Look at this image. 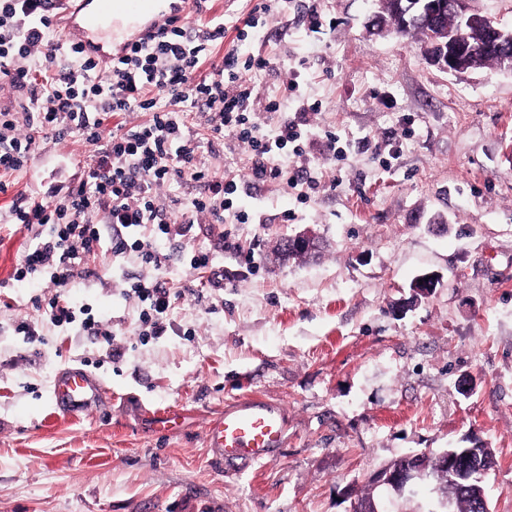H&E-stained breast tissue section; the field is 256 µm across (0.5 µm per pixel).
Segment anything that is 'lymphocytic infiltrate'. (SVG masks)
Instances as JSON below:
<instances>
[{"label": "lymphocytic infiltrate", "instance_id": "lymphocytic-infiltrate-1", "mask_svg": "<svg viewBox=\"0 0 512 512\" xmlns=\"http://www.w3.org/2000/svg\"><path fill=\"white\" fill-rule=\"evenodd\" d=\"M226 28L220 16L195 28L171 19L148 39L129 43L101 76L78 46L58 44L48 0H0V88L27 95L24 116L0 110V192L8 189L6 175L26 168L36 150L34 138L17 133L19 120L43 139L72 134L94 148L78 186L55 201H24L7 215L8 223L33 235L14 277L42 279L55 288L46 305L53 325L78 322L104 342L112 340L94 317L77 319L65 295L76 265L100 247L102 224H110L117 250L133 249L142 265L155 268V238L188 237L199 215L217 214L236 192L235 181L214 179L198 166L184 108L205 107L213 138L230 132L247 144L256 180L287 181L288 167L279 155L306 131L284 118L267 135L255 115L280 112L288 100H298L299 83L289 80L279 96L259 100L252 75L270 61L242 54L238 45L198 78L213 48L223 44ZM62 57L70 61L64 73L57 70ZM136 112L148 113V120L127 125L126 116ZM187 176L204 183L206 191L177 217L160 204L158 190ZM136 229L141 237L127 241L126 232ZM130 292L141 304L139 320L147 335H165L175 293L153 279L132 283Z\"/></svg>", "mask_w": 512, "mask_h": 512}]
</instances>
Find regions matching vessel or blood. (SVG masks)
<instances>
[{"label": "vessel or blood", "instance_id": "vessel-or-blood-1", "mask_svg": "<svg viewBox=\"0 0 512 512\" xmlns=\"http://www.w3.org/2000/svg\"><path fill=\"white\" fill-rule=\"evenodd\" d=\"M62 16L60 35L82 48L99 66L111 64L116 52L127 45L126 35L157 32L167 20L181 16L180 0H50ZM55 409L79 419L106 408L110 397L101 378L81 364L57 371L51 386ZM288 417L278 400L262 396L239 398L207 426L208 446L226 469L270 460L282 448Z\"/></svg>", "mask_w": 512, "mask_h": 512}]
</instances>
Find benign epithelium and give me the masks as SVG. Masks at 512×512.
<instances>
[{"mask_svg": "<svg viewBox=\"0 0 512 512\" xmlns=\"http://www.w3.org/2000/svg\"><path fill=\"white\" fill-rule=\"evenodd\" d=\"M468 0H381L383 8H392L400 26L404 29L417 24L424 18L431 25L430 39L425 52L431 61L441 70L450 73H465L478 68V61L492 43L499 47L512 43V31L505 32L492 25L487 27L488 41L476 43L463 33V30L477 26L482 17L470 11ZM450 10L458 20V29L450 32L438 24V17L444 10ZM429 455L416 453L397 460V464L381 468L374 472L369 481L376 488L383 487L388 492L400 495L415 481L427 480L431 474L426 469ZM441 471L448 478L463 485L471 481L474 470L484 469L489 460L479 455L476 448L443 449L434 454Z\"/></svg>", "mask_w": 512, "mask_h": 512, "instance_id": "obj_1", "label": "benign epithelium"}]
</instances>
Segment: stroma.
<instances>
[{
    "label": "stroma",
    "instance_id": "35a3bbf8",
    "mask_svg": "<svg viewBox=\"0 0 512 512\" xmlns=\"http://www.w3.org/2000/svg\"><path fill=\"white\" fill-rule=\"evenodd\" d=\"M379 9L274 0L242 48L272 62L254 78L259 98L294 77L321 104L301 114L311 139L288 155L301 181L252 180L246 146L186 113L198 163L238 190L223 217L199 215L192 240L159 239L155 270L115 252L104 228L67 297L112 343L47 322L52 289L13 279L31 234L0 228V512H350L382 466L477 443L496 459L490 512H512V71L443 72L418 35L369 28ZM75 152L93 148L39 142L0 193V216ZM243 213L249 223H237ZM307 229L319 253L280 261L279 242ZM195 249L214 254L223 287L191 269ZM425 273L438 284L420 296L412 283ZM150 276L180 296L172 329L144 339L125 291ZM23 318L36 341L16 334ZM80 363L112 404L72 420L50 387ZM246 396L287 406L286 442L229 473L205 428ZM166 411L182 427L155 432Z\"/></svg>",
    "mask_w": 512,
    "mask_h": 512
}]
</instances>
